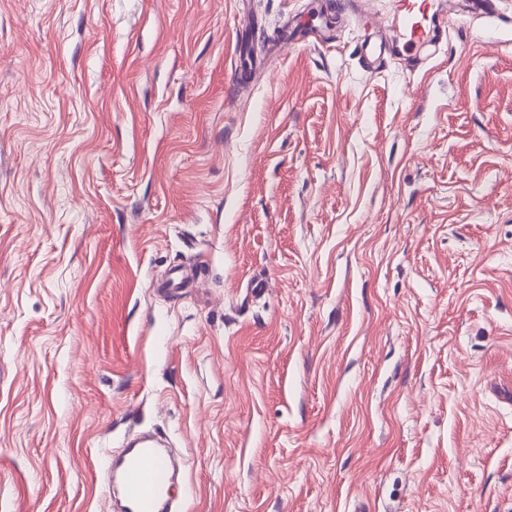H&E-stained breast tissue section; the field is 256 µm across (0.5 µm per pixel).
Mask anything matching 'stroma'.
I'll list each match as a JSON object with an SVG mask.
<instances>
[{
  "mask_svg": "<svg viewBox=\"0 0 512 512\" xmlns=\"http://www.w3.org/2000/svg\"><path fill=\"white\" fill-rule=\"evenodd\" d=\"M433 7L0 0V512L137 431L179 512H512V0ZM419 0H399L394 13L402 28L405 39L404 46L415 50L430 43L441 29L442 34L448 32V17L440 18L438 12H430L429 6Z\"/></svg>",
  "mask_w": 512,
  "mask_h": 512,
  "instance_id": "obj_1",
  "label": "stroma"
}]
</instances>
